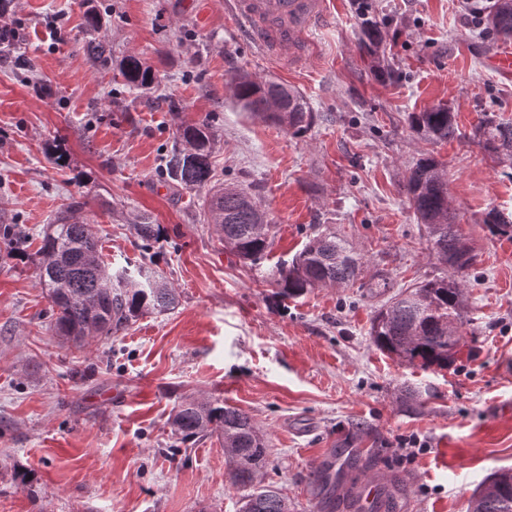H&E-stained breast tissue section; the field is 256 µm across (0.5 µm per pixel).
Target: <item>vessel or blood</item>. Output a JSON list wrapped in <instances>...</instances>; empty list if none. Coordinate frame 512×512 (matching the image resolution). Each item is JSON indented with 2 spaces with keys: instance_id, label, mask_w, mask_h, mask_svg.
<instances>
[{
  "instance_id": "b4317fda",
  "label": "vessel or blood",
  "mask_w": 512,
  "mask_h": 512,
  "mask_svg": "<svg viewBox=\"0 0 512 512\" xmlns=\"http://www.w3.org/2000/svg\"><path fill=\"white\" fill-rule=\"evenodd\" d=\"M245 36L266 55H298L312 29L325 19L327 0H229Z\"/></svg>"
}]
</instances>
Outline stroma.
Wrapping results in <instances>:
<instances>
[{"mask_svg":"<svg viewBox=\"0 0 512 512\" xmlns=\"http://www.w3.org/2000/svg\"><path fill=\"white\" fill-rule=\"evenodd\" d=\"M95 9L96 32L85 27ZM369 40L354 0L329 17L297 66L245 38L225 0H10L0 27V512H237L239 492L216 435L177 444L178 397L217 398L248 413L271 448L262 484L291 512H355L352 494L382 480L388 512H469L477 488L512 470V237L491 235V208L512 213V161L471 140L483 115L512 121V77L484 62L512 38L486 32L464 0H371ZM106 42L92 61L89 37ZM130 54L148 89L126 85ZM296 88L313 114L299 135L239 111V71ZM437 104L461 138L430 142L409 115ZM208 121L218 182L265 206L274 244L244 265L204 216V191L161 171L184 123ZM70 157L61 168L45 150ZM446 165L455 221L477 254L465 284L461 354L447 370L376 348L375 311L446 276L404 189L423 155ZM112 266L150 259L179 294L107 339L58 336L33 256L71 201ZM158 226L140 251L133 224ZM336 233L366 260L348 286L278 296L267 272L309 236ZM423 448L399 461L402 441ZM326 459L341 491L311 484ZM31 471V485L16 482ZM119 68L126 83L133 88L146 89L155 82V72L136 55L122 59Z\"/></svg>","mask_w":512,"mask_h":512,"instance_id":"obj_1","label":"stroma"}]
</instances>
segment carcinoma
Listing matches in <instances>:
<instances>
[{
	"label": "carcinoma",
	"mask_w": 512,
	"mask_h": 512,
	"mask_svg": "<svg viewBox=\"0 0 512 512\" xmlns=\"http://www.w3.org/2000/svg\"><path fill=\"white\" fill-rule=\"evenodd\" d=\"M487 29L512 37V0H496L484 19ZM126 83L137 89L150 87L155 72L140 57L120 61ZM237 107L294 134L305 132L313 113L296 90L281 83H259L245 72L231 78ZM413 133L430 141L458 136L453 112L438 105L410 116ZM182 147L165 159V171L189 189H206L205 206L210 222L222 234L224 246L242 261L255 263L273 245L272 225L260 201L236 186H216L211 166L214 133L205 121L178 129ZM473 141L488 155L512 158V123L487 117L476 128ZM405 189L420 223L424 224L433 256L449 265V275L407 289L391 298L374 316L370 336L380 350L409 364L446 369L460 352L464 324V278L475 255L462 241L448 204V179L444 165L433 156L420 158L406 176ZM487 228L497 236H512V216L493 208ZM137 238H156L155 225L143 215L134 224ZM40 284L47 289L55 315L56 332L75 343L109 337L145 314H161L178 304L174 288L146 264L132 271L112 272L99 254V241L91 226L59 218L44 232L34 257ZM360 253L331 234L309 238L288 265L270 272L284 297H296L315 288L347 285L364 271ZM174 435L187 442L207 433L219 434L232 463L233 485L242 490L239 512H289L287 499L270 486L257 488L256 475L268 460L264 435L244 412L220 399L182 398L173 408ZM470 512H512V472L495 474L471 501Z\"/></svg>",
	"instance_id": "cac0c4a2"
}]
</instances>
